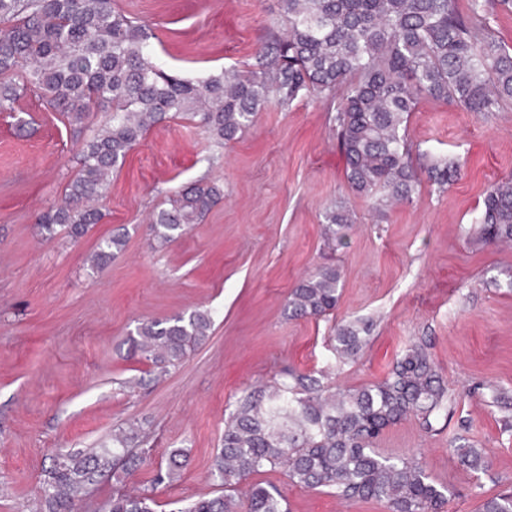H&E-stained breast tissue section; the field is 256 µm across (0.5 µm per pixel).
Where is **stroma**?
Returning <instances> with one entry per match:
<instances>
[{"mask_svg":"<svg viewBox=\"0 0 512 512\" xmlns=\"http://www.w3.org/2000/svg\"><path fill=\"white\" fill-rule=\"evenodd\" d=\"M116 4L153 23L161 62L191 79L252 64L267 28L282 22L279 0ZM333 109L310 95L272 104L224 145L183 119L157 125L113 174L102 222L76 241L42 235L36 217L61 202L103 113H91L79 135L33 93L0 113V512H35L55 451L96 447L130 421L142 422L151 450L138 480L166 465L171 449L188 451L180 481L156 491L158 512H180L214 491L212 460L238 397L289 369L324 373L333 391L354 389L382 379L421 337L452 410L429 430L402 420L376 450L419 462L447 486V512H479L486 498L512 491V243L469 234L485 190L512 177V102L482 116L422 99L408 136L460 157V176L442 192L422 182L413 203L381 210L345 181ZM195 182L218 184L222 198L157 246L152 216ZM337 201L354 222L331 250L322 229ZM117 234L124 250L91 267L100 240ZM330 261L342 273L335 312L289 319L291 288ZM197 309L213 313L209 338L154 381L131 337L142 323ZM367 319L374 326L357 360L328 368L334 324ZM462 443L483 452L487 472L457 463ZM261 480L290 512H389L381 502L300 488L280 468Z\"/></svg>","mask_w":512,"mask_h":512,"instance_id":"35a3bbf8","label":"stroma"}]
</instances>
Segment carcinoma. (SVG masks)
<instances>
[{"label":"carcinoma","instance_id":"obj_1","mask_svg":"<svg viewBox=\"0 0 512 512\" xmlns=\"http://www.w3.org/2000/svg\"><path fill=\"white\" fill-rule=\"evenodd\" d=\"M280 0L283 31L269 29L246 69L226 68L204 79L166 72L156 61L149 25L133 20L116 0H0V112H12L29 92L67 114L81 133L92 112L105 121L84 140L81 169L65 189V203L41 212L37 224L52 237L83 236L102 220L95 202L113 171L153 126L182 118L218 144H227L270 104L291 105L306 92L337 100L333 116L344 177L379 208L409 203L419 173L443 190L459 161L413 144L409 117L423 96L489 114L512 101V49L487 22L488 9L512 10V0ZM221 196L196 183L168 197L152 219L164 245L198 223ZM327 240L341 242L350 210L334 203L325 214ZM483 244L512 242V178L487 191L474 229ZM125 247L112 236L91 255L105 265ZM341 271L324 265L298 282L288 316L325 318L340 296ZM213 315L194 310L143 324L135 351L159 380L210 335ZM370 320L338 324L330 350L342 363L367 342ZM448 389L419 338L396 355L384 377L358 389L328 394L321 379L288 371L281 380L235 401L224 423L211 475L218 494L199 497L182 512H288L272 486L254 480L284 468L308 489L343 499L385 503L390 512H441L445 487L417 462L379 454L373 444L388 427L414 416L423 428L448 419ZM142 426L112 431L97 448L57 453L45 471L39 512H78L92 486L117 472L126 477L149 458ZM463 468L484 473L489 463L469 445L455 448ZM185 450L170 451L165 468L131 491L116 490L108 512H157L155 490L181 478ZM482 512H512V493L484 500Z\"/></svg>","mask_w":512,"mask_h":512}]
</instances>
